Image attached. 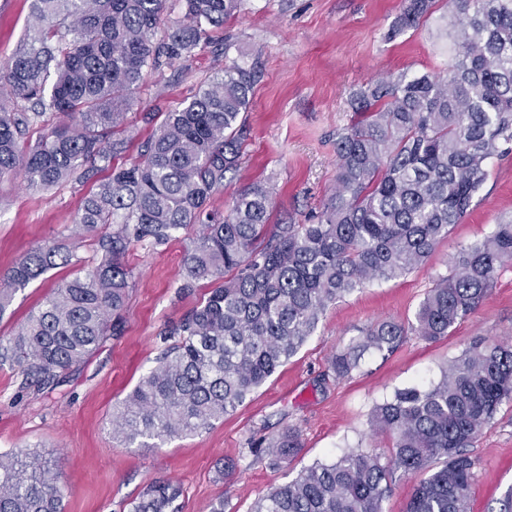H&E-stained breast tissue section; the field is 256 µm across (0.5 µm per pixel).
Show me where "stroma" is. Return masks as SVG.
I'll use <instances>...</instances> for the list:
<instances>
[{
    "label": "stroma",
    "mask_w": 512,
    "mask_h": 512,
    "mask_svg": "<svg viewBox=\"0 0 512 512\" xmlns=\"http://www.w3.org/2000/svg\"><path fill=\"white\" fill-rule=\"evenodd\" d=\"M32 0H0V68L25 34ZM405 0H247L244 10L213 35L210 45L161 70L148 72L127 114L135 143L119 156L138 159V141L154 133L167 112L199 83L221 74L226 61L259 73L247 114L250 136L241 164L212 196L210 210L225 213L244 187L261 181L274 188L271 223L306 222L336 184V132L354 114V92L380 77L436 72L457 48L452 6L436 0L419 26L393 33ZM153 113L145 123V113ZM487 179L470 210L453 225L421 266L403 277L375 280L330 305L297 354L256 389L235 412L200 433L160 448L127 444L112 430V407L155 365L164 348L160 333L198 302L181 293L185 248L196 227L157 248L132 244L125 262L132 286L122 312L124 331L107 339L85 364L59 384H28L12 352L0 349V454L22 452L47 462L58 474L63 512H130L132 503L159 479L180 483L179 512H253L274 485L295 478L315 462L353 449L389 453L388 436L373 434L374 407L398 389L438 381L443 370L478 340L512 337V265L501 267L490 294L447 337L406 336L392 354H369L345 379L327 378L332 353L378 320H413L453 258L471 242L512 218V154L487 165ZM96 179L71 178L53 189L29 188L19 178L0 179V275L32 248L67 246L71 265L49 270L19 289L0 314V338H12L42 297L63 279L88 273L101 258L99 231L75 234L73 220ZM298 430L302 446L274 467L253 456L249 440ZM477 459L471 512H497L512 487V402L503 403L492 427L475 442ZM237 466L218 477L225 459Z\"/></svg>",
    "instance_id": "35a3bbf8"
}]
</instances>
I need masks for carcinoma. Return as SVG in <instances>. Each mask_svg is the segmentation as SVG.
Listing matches in <instances>:
<instances>
[{
	"label": "carcinoma",
	"mask_w": 512,
	"mask_h": 512,
	"mask_svg": "<svg viewBox=\"0 0 512 512\" xmlns=\"http://www.w3.org/2000/svg\"><path fill=\"white\" fill-rule=\"evenodd\" d=\"M458 51L437 73L378 79L354 93L357 119L336 134V188L309 224L268 223L273 192L255 182L224 215L212 194L236 171L248 138L253 67L232 62L200 84L124 167L112 163L126 141L132 93L144 72L191 56L241 12L245 0H33L22 44L0 74V178L20 175L49 189L81 172L108 169L74 217L80 233L102 224L101 260L86 277L47 293L10 341L23 372L48 385L122 332L134 242L162 246L200 225L183 264V289L211 285L172 327L178 341L113 406L115 431L160 448L234 412L313 335L327 307L373 280L421 266L460 222L487 178L486 163L512 153V0H449ZM434 0H407L395 26L416 27ZM180 16L159 30L169 7ZM35 103L26 111L20 102ZM53 126L24 150L30 128ZM71 255L56 243L23 256L0 278V315L13 293ZM512 262V220L462 249L414 320H380L332 355L328 373L344 379L361 355L393 352L413 335L448 336L492 290ZM512 399V344L479 341L438 382L407 387L376 406L371 426L393 452L351 450L317 462L270 488L254 512H385L399 472L422 474L406 512H470L476 439ZM272 464L292 458L299 434L287 429L250 441ZM0 455V512H62L58 477ZM181 486L157 481L133 512H177Z\"/></svg>",
	"instance_id": "obj_1"
}]
</instances>
